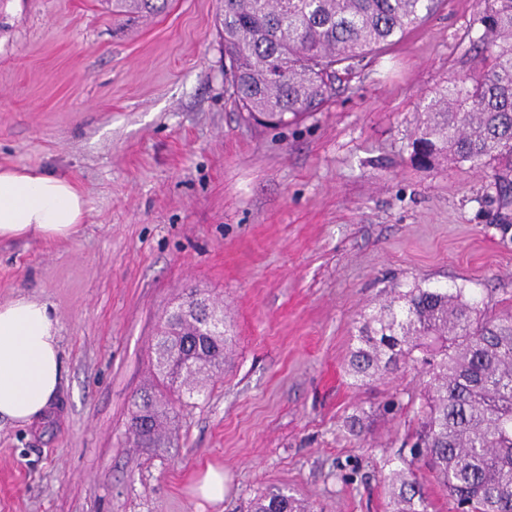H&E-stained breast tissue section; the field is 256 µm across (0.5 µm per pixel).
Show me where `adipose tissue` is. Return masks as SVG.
<instances>
[{
  "instance_id": "adipose-tissue-1",
  "label": "adipose tissue",
  "mask_w": 512,
  "mask_h": 512,
  "mask_svg": "<svg viewBox=\"0 0 512 512\" xmlns=\"http://www.w3.org/2000/svg\"><path fill=\"white\" fill-rule=\"evenodd\" d=\"M89 213L72 180L27 166L0 168V239H67ZM62 381L58 321L46 303L0 305V419L41 421Z\"/></svg>"
}]
</instances>
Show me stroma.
I'll use <instances>...</instances> for the list:
<instances>
[{"label": "stroma", "mask_w": 512, "mask_h": 512, "mask_svg": "<svg viewBox=\"0 0 512 512\" xmlns=\"http://www.w3.org/2000/svg\"><path fill=\"white\" fill-rule=\"evenodd\" d=\"M219 6L169 0L139 23L101 0H0V167L68 175L90 207L71 238L0 241V304L48 303L63 363L43 422L0 420V512H245L270 485L313 512H387L414 413L384 406L424 377L356 384L360 314L420 279L512 313V203L479 170L412 158L435 92L481 68L479 0H441L279 130L227 99ZM192 292L230 347L143 448L133 402ZM209 465L224 499L202 506Z\"/></svg>", "instance_id": "1"}]
</instances>
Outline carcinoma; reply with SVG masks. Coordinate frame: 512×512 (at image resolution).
Instances as JSON below:
<instances>
[{
	"mask_svg": "<svg viewBox=\"0 0 512 512\" xmlns=\"http://www.w3.org/2000/svg\"><path fill=\"white\" fill-rule=\"evenodd\" d=\"M167 0H112V12L155 17ZM438 0H222L226 92L239 111L272 128L319 111L336 94L340 71L400 39L434 12ZM479 22L491 67L448 83L427 103L415 132L413 157L467 164L490 178L499 200L512 199V0H483ZM348 372L360 382L422 368L429 376L418 396L412 461L433 471L456 512H512V315L481 311L463 288L416 281L356 326ZM157 342L194 352L199 364L145 390L156 408L146 427L132 411L130 429L146 447L159 444L173 408L167 396L193 394L195 376L224 365L227 339L211 340L194 324ZM394 512H428L412 472L392 473ZM249 512H309L288 490L273 487Z\"/></svg>",
	"mask_w": 512,
	"mask_h": 512,
	"instance_id": "cac0c4a2",
	"label": "carcinoma"
}]
</instances>
